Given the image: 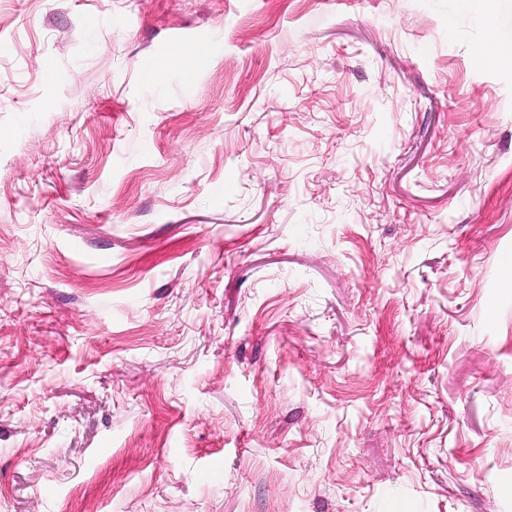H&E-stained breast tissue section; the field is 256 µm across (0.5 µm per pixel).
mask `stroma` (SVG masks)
I'll use <instances>...</instances> for the list:
<instances>
[{"label":"stroma","instance_id":"1","mask_svg":"<svg viewBox=\"0 0 512 512\" xmlns=\"http://www.w3.org/2000/svg\"><path fill=\"white\" fill-rule=\"evenodd\" d=\"M491 46L512 0H0V512H512Z\"/></svg>","mask_w":512,"mask_h":512}]
</instances>
